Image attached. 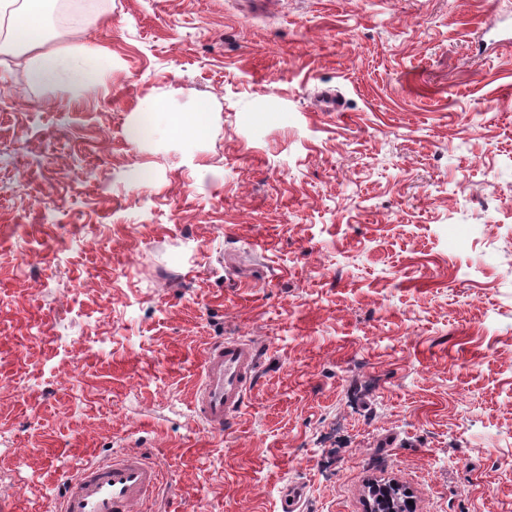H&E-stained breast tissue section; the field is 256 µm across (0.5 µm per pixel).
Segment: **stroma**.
<instances>
[{
    "label": "stroma",
    "mask_w": 512,
    "mask_h": 512,
    "mask_svg": "<svg viewBox=\"0 0 512 512\" xmlns=\"http://www.w3.org/2000/svg\"><path fill=\"white\" fill-rule=\"evenodd\" d=\"M506 4L89 0L102 85L0 56V512L127 450L149 512H512ZM203 102V138L130 133ZM226 338L259 365L216 433ZM258 353L245 340H220L209 349L194 411L213 431L223 432L241 410L256 373ZM401 499L408 505L410 492L401 485L372 483L367 490L365 512H409L396 505Z\"/></svg>",
    "instance_id": "obj_1"
}]
</instances>
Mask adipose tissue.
<instances>
[{
	"instance_id": "1",
	"label": "adipose tissue",
	"mask_w": 512,
	"mask_h": 512,
	"mask_svg": "<svg viewBox=\"0 0 512 512\" xmlns=\"http://www.w3.org/2000/svg\"><path fill=\"white\" fill-rule=\"evenodd\" d=\"M48 0H0V54L20 61L31 79L49 84L68 78L84 87L101 82V75L87 64L96 47L75 43L47 49L50 32L46 22Z\"/></svg>"
}]
</instances>
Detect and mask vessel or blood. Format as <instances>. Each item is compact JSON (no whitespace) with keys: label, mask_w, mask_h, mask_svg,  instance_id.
<instances>
[{"label":"vessel or blood","mask_w":512,"mask_h":512,"mask_svg":"<svg viewBox=\"0 0 512 512\" xmlns=\"http://www.w3.org/2000/svg\"><path fill=\"white\" fill-rule=\"evenodd\" d=\"M258 353L245 340H220L209 349L194 411L213 431L231 425L256 373ZM160 489L157 469L137 452L85 465L65 479L57 512H132Z\"/></svg>","instance_id":"obj_1"}]
</instances>
